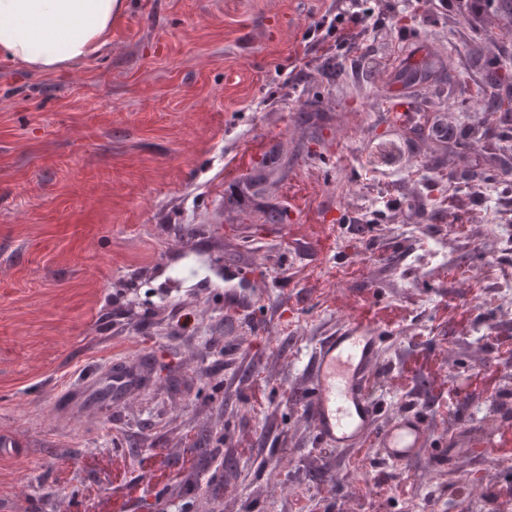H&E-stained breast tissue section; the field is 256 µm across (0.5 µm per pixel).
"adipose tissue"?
<instances>
[{"label":"adipose tissue","instance_id":"obj_1","mask_svg":"<svg viewBox=\"0 0 512 512\" xmlns=\"http://www.w3.org/2000/svg\"><path fill=\"white\" fill-rule=\"evenodd\" d=\"M125 0H0V59L59 71L100 53Z\"/></svg>","mask_w":512,"mask_h":512}]
</instances>
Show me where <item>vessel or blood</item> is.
I'll return each instance as SVG.
<instances>
[{
	"label": "vessel or blood",
	"instance_id": "vessel-or-blood-1",
	"mask_svg": "<svg viewBox=\"0 0 512 512\" xmlns=\"http://www.w3.org/2000/svg\"><path fill=\"white\" fill-rule=\"evenodd\" d=\"M379 339L371 324L355 322L321 345L311 370L309 405L325 444L347 446L370 421L366 376ZM425 440L421 421L412 418L385 429L378 453L407 461L423 448Z\"/></svg>",
	"mask_w": 512,
	"mask_h": 512
}]
</instances>
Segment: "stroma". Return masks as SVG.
Instances as JSON below:
<instances>
[{
    "label": "stroma",
    "mask_w": 512,
    "mask_h": 512,
    "mask_svg": "<svg viewBox=\"0 0 512 512\" xmlns=\"http://www.w3.org/2000/svg\"><path fill=\"white\" fill-rule=\"evenodd\" d=\"M333 6L127 0L97 56L51 72L0 60V432L19 442L0 447V512H282L293 496L307 512H371L351 486L397 466L373 455L349 472L300 388L364 300L411 304L403 328L379 329L368 391L379 428L408 412L425 424L409 463L418 498L497 512L512 462L473 440L512 426V398L474 394L469 370L494 357L487 325L512 333V112L491 153L474 132L478 88L512 90L488 67L512 72V7L492 0L473 21L459 0H386L358 68L323 59L308 37ZM417 51L430 77L396 89L394 60ZM228 149L247 157L230 178ZM444 173L479 195L466 250L445 235ZM269 205L287 209L285 223L256 224ZM357 261L368 279L338 278ZM450 264L491 286L493 309L438 279ZM451 295L472 309L467 332L435 313ZM231 300L246 323L225 324ZM442 346L452 370L422 373L411 393L393 385L403 360ZM118 366L140 373L123 394L107 388ZM262 371L270 429L248 400L246 376ZM438 376L451 427L427 405ZM287 388L294 404L281 401ZM252 434L260 454L233 455ZM200 441L209 452L177 489L149 478L151 455Z\"/></svg>",
    "instance_id": "stroma-1"
}]
</instances>
